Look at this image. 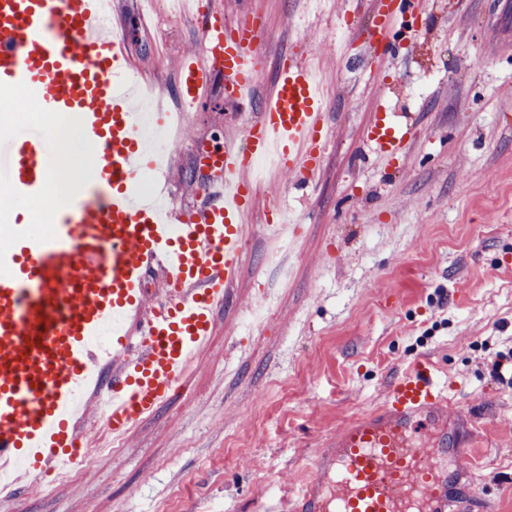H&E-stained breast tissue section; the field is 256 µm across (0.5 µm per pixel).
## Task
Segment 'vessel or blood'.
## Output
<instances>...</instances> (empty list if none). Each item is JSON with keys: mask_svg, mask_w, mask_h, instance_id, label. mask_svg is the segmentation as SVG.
Here are the masks:
<instances>
[{"mask_svg": "<svg viewBox=\"0 0 512 512\" xmlns=\"http://www.w3.org/2000/svg\"><path fill=\"white\" fill-rule=\"evenodd\" d=\"M99 2L0 0V93L81 113L97 158L67 197L63 220L42 235L14 222L0 246V476L8 479L85 464L71 418L87 386H97V412L120 436L176 391L239 275L257 162L271 159L304 185L330 139L324 91L308 62L283 63L257 101L261 25L199 11V50L179 68L184 111H195L220 77L226 99L254 117L209 154L198 209H159L137 190L154 164L143 145L139 84L124 43L106 36ZM404 23L403 8L388 9L368 29L370 44L387 43ZM411 132L383 112L368 140L393 158ZM51 168L44 132L0 139V186L14 202L39 196ZM154 266L172 301L148 308L143 281ZM129 315L141 351L130 356L128 337H113L112 383L103 387L90 340ZM444 401L430 360L412 361L390 381L383 405L349 424L317 460L305 489L289 496V512H460L455 467L470 448Z\"/></svg>", "mask_w": 512, "mask_h": 512, "instance_id": "b4317fda", "label": "vessel or blood"}]
</instances>
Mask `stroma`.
<instances>
[{
  "mask_svg": "<svg viewBox=\"0 0 512 512\" xmlns=\"http://www.w3.org/2000/svg\"><path fill=\"white\" fill-rule=\"evenodd\" d=\"M143 0H112L129 62L169 102L181 56L198 50L187 20L142 24ZM225 22L255 11L267 29L259 97L288 57L316 51L333 138L306 188L271 176L260 197L295 224L270 249L255 214L240 274L209 349L180 389L120 451L75 480L22 490L30 512H282L337 433L374 410L396 371L427 355L454 383L448 412L472 414L461 486L469 512H512V0H421L414 33L366 64L376 0H216ZM322 39L310 46L306 36ZM414 125L390 162L367 146L379 107ZM239 116L214 81L176 131L162 179L196 206L199 145L224 144ZM263 319L248 323L258 299ZM262 402H254L255 389Z\"/></svg>",
  "mask_w": 512,
  "mask_h": 512,
  "instance_id": "35a3bbf8",
  "label": "stroma"
}]
</instances>
